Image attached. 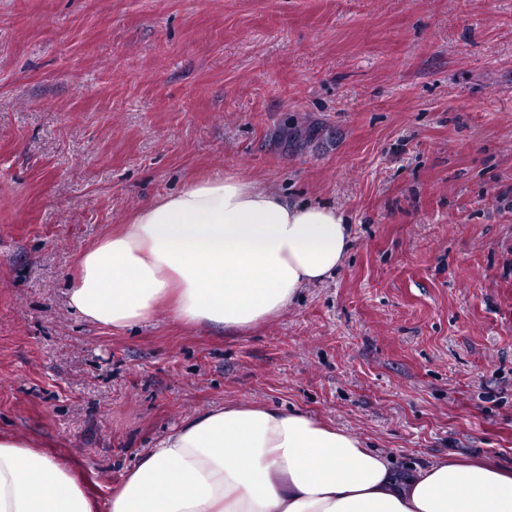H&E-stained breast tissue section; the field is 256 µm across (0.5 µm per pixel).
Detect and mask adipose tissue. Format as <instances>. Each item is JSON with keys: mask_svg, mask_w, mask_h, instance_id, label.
Here are the masks:
<instances>
[{"mask_svg": "<svg viewBox=\"0 0 512 512\" xmlns=\"http://www.w3.org/2000/svg\"><path fill=\"white\" fill-rule=\"evenodd\" d=\"M350 243L340 210L210 173L88 248L67 303L98 327L127 329L165 311L239 333L336 272ZM0 512H512V469L451 454L405 474L310 414L229 402L143 453L103 507L72 469L0 435Z\"/></svg>", "mask_w": 512, "mask_h": 512, "instance_id": "adipose-tissue-1", "label": "adipose tissue"}]
</instances>
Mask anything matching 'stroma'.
<instances>
[{
  "label": "stroma",
  "mask_w": 512,
  "mask_h": 512,
  "mask_svg": "<svg viewBox=\"0 0 512 512\" xmlns=\"http://www.w3.org/2000/svg\"><path fill=\"white\" fill-rule=\"evenodd\" d=\"M217 170L341 209L343 265L231 336L68 309L86 249ZM233 401L512 466V0H0V434L104 503Z\"/></svg>",
  "instance_id": "stroma-1"
}]
</instances>
